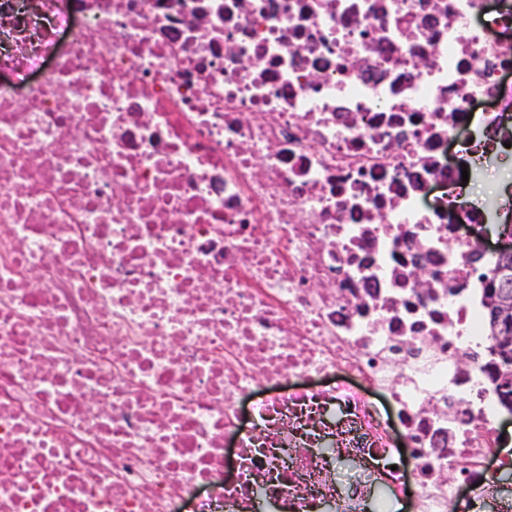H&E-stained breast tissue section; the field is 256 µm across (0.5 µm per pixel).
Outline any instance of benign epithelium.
Segmentation results:
<instances>
[{
    "label": "benign epithelium",
    "instance_id": "benign-epithelium-1",
    "mask_svg": "<svg viewBox=\"0 0 512 512\" xmlns=\"http://www.w3.org/2000/svg\"><path fill=\"white\" fill-rule=\"evenodd\" d=\"M492 274L500 280V289L490 298L496 335V356L504 387L512 385V247L505 246L497 251V260Z\"/></svg>",
    "mask_w": 512,
    "mask_h": 512
}]
</instances>
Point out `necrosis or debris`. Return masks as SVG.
<instances>
[{
  "instance_id": "necrosis-or-debris-1",
  "label": "necrosis or debris",
  "mask_w": 512,
  "mask_h": 512,
  "mask_svg": "<svg viewBox=\"0 0 512 512\" xmlns=\"http://www.w3.org/2000/svg\"><path fill=\"white\" fill-rule=\"evenodd\" d=\"M511 69L507 0H0V512H512ZM493 160L468 185L469 197L480 205L485 200L501 199L505 186L512 189V155ZM509 224L508 234L512 231V207L511 211L507 214L506 210H492L486 216L485 224H472L473 231L477 233L484 241L486 246L491 249H496L503 243L510 242L509 239H502L501 231L504 225ZM512 243V237H511ZM511 243L497 251V260L492 274L500 280V286L490 298V279L486 288L487 296L490 298V306L493 314V322L496 337V356L501 360L498 365L504 387L507 389L512 382V294L508 290L512 273ZM490 324L493 325L491 312L489 311Z\"/></svg>"
}]
</instances>
